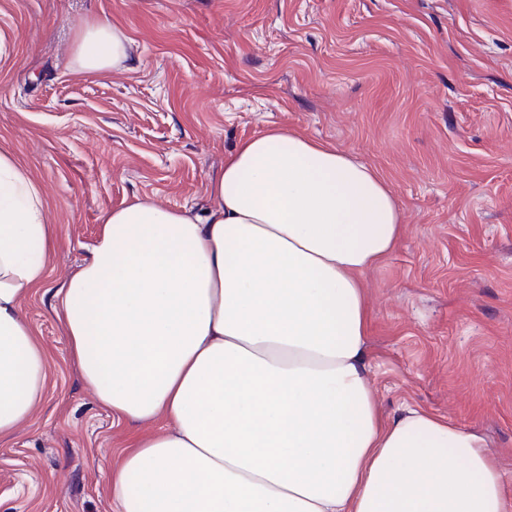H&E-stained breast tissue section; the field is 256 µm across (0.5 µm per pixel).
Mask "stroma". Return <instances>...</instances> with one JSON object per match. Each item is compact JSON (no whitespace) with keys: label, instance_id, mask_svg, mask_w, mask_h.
I'll use <instances>...</instances> for the list:
<instances>
[{"label":"stroma","instance_id":"stroma-1","mask_svg":"<svg viewBox=\"0 0 512 512\" xmlns=\"http://www.w3.org/2000/svg\"><path fill=\"white\" fill-rule=\"evenodd\" d=\"M90 20L128 39L103 75L70 68ZM0 38V150L42 186L56 241L23 301L46 393L0 437V512H118L110 471L164 422L96 403L57 294L108 212L205 216L226 157L273 127L352 153L401 206L361 276L381 415L474 431L512 494V0H0Z\"/></svg>","mask_w":512,"mask_h":512}]
</instances>
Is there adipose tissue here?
I'll return each mask as SVG.
<instances>
[{
  "instance_id": "1",
  "label": "adipose tissue",
  "mask_w": 512,
  "mask_h": 512,
  "mask_svg": "<svg viewBox=\"0 0 512 512\" xmlns=\"http://www.w3.org/2000/svg\"><path fill=\"white\" fill-rule=\"evenodd\" d=\"M127 40L86 23L73 72ZM206 217L137 199L112 210L69 278L61 319L85 386L168 427L110 477L120 512H512L493 451L418 409L388 421L365 370L361 274L402 232L385 178L281 128L240 142ZM43 191L0 152V436L42 400L49 354L21 302L47 276Z\"/></svg>"
}]
</instances>
